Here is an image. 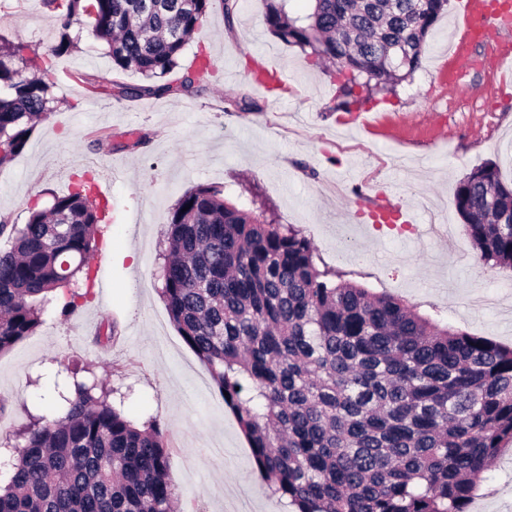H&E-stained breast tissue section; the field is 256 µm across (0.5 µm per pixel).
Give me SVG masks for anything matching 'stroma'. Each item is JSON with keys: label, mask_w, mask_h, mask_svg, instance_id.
Wrapping results in <instances>:
<instances>
[{"label": "stroma", "mask_w": 512, "mask_h": 512, "mask_svg": "<svg viewBox=\"0 0 512 512\" xmlns=\"http://www.w3.org/2000/svg\"><path fill=\"white\" fill-rule=\"evenodd\" d=\"M263 15V0H239L232 26L217 9L195 29L182 67L201 50L218 62L199 95L122 104L90 95L78 80L81 72L116 76L106 43L86 21L72 24L76 48L56 58L52 74L61 105L0 170V216L25 223L32 205L50 206L77 173L90 172L107 213L97 244L114 259L75 313L53 311L0 355V396L9 400L0 416V486L21 431L58 415L48 379L58 357L126 394L133 421L161 423L180 512H226L230 486L242 490L238 512H287L286 501L268 494L233 413L159 296L166 217L199 184L274 209L280 223L314 241L328 266L374 291L512 345V279L479 264L469 240L452 252L447 239L424 234L429 224L459 234L453 195L472 169L493 161L512 178V81L473 66L483 47L467 39L461 0H448L420 68L396 93L352 112L340 109L337 83L274 37ZM0 16V33L11 40L42 52L58 40L56 15L42 0H0ZM460 45L466 57L457 56ZM255 61L284 73L282 90L257 87L248 71ZM230 98L246 99L249 110L225 111ZM139 136L146 146L132 148ZM472 512H512V446L485 472Z\"/></svg>", "instance_id": "obj_1"}]
</instances>
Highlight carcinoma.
Listing matches in <instances>:
<instances>
[{
  "label": "carcinoma",
  "instance_id": "carcinoma-1",
  "mask_svg": "<svg viewBox=\"0 0 512 512\" xmlns=\"http://www.w3.org/2000/svg\"><path fill=\"white\" fill-rule=\"evenodd\" d=\"M264 24L320 65L334 64L350 111L421 64L448 0H264ZM60 22L41 54L0 34V169L26 148L59 100L53 59L71 52L74 20H92L112 70L136 85L79 76L89 91L127 99L197 95L216 66L204 53L179 72L188 37L219 7L233 27L238 0H43ZM81 175L24 224L0 216V354L34 334L61 288L71 314L92 286L100 207ZM454 205L476 260L512 270V181L493 162L466 174ZM160 297L218 387L270 493L294 512H470L489 462L512 444V346L440 324L405 300L329 267L302 229L224 197L185 192L166 220ZM72 379L60 415L33 423L0 512H173L177 487L159 423L137 425L95 380Z\"/></svg>",
  "mask_w": 512,
  "mask_h": 512
}]
</instances>
